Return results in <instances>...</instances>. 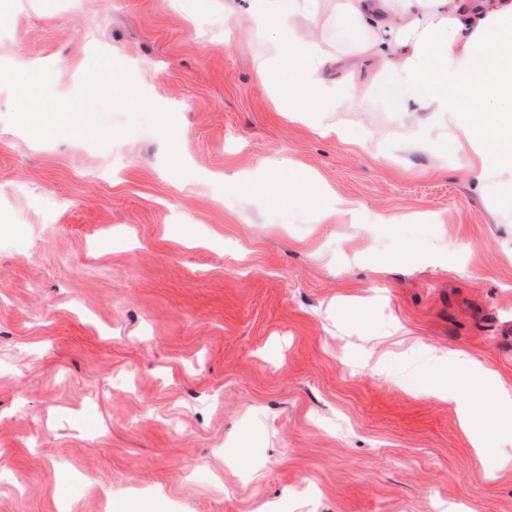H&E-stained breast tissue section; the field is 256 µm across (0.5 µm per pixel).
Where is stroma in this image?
<instances>
[{"label": "stroma", "instance_id": "stroma-1", "mask_svg": "<svg viewBox=\"0 0 512 512\" xmlns=\"http://www.w3.org/2000/svg\"><path fill=\"white\" fill-rule=\"evenodd\" d=\"M248 6L0 0V59L53 63L94 130L33 139L0 84V512H512L496 393L440 360L512 387V214L367 73L325 75L368 95L334 113L343 139L289 121ZM312 34L342 59L363 41L336 0ZM245 174L295 186L289 205ZM460 412L463 426L471 433L472 444L480 453H486L492 447V440L479 428L483 415L474 405L462 407Z\"/></svg>", "mask_w": 512, "mask_h": 512}]
</instances>
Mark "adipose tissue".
I'll return each mask as SVG.
<instances>
[{
	"instance_id": "obj_1",
	"label": "adipose tissue",
	"mask_w": 512,
	"mask_h": 512,
	"mask_svg": "<svg viewBox=\"0 0 512 512\" xmlns=\"http://www.w3.org/2000/svg\"><path fill=\"white\" fill-rule=\"evenodd\" d=\"M336 6L366 34L362 53L401 79L400 112H429L475 180L494 172L499 205L512 211V0H336ZM317 12L318 0H251L248 28L271 36L257 74L273 83L292 115L360 111L357 97L328 98L321 75L330 60L302 29L315 24ZM284 54L291 65L280 75L273 64ZM12 71L32 135L50 136L55 126L40 105L51 64L26 62Z\"/></svg>"
}]
</instances>
